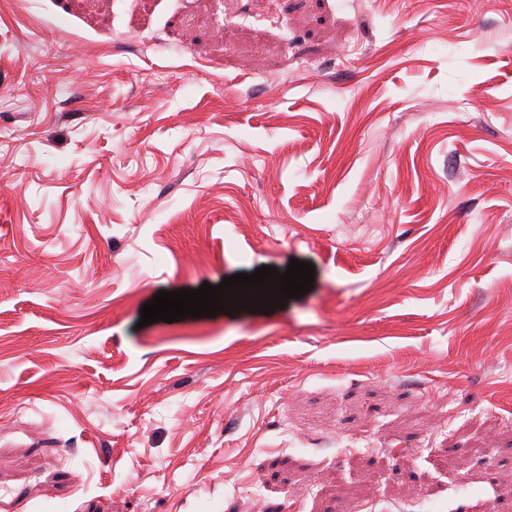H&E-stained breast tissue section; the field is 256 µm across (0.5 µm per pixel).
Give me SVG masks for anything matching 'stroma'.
<instances>
[{
    "label": "stroma",
    "instance_id": "obj_1",
    "mask_svg": "<svg viewBox=\"0 0 512 512\" xmlns=\"http://www.w3.org/2000/svg\"><path fill=\"white\" fill-rule=\"evenodd\" d=\"M0 87V512H512V0H0Z\"/></svg>",
    "mask_w": 512,
    "mask_h": 512
}]
</instances>
